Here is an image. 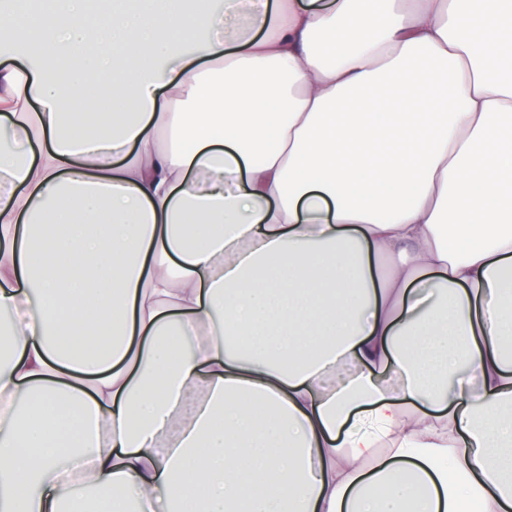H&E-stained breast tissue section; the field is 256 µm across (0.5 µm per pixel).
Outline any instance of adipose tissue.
Segmentation results:
<instances>
[{"label":"adipose tissue","instance_id":"obj_1","mask_svg":"<svg viewBox=\"0 0 512 512\" xmlns=\"http://www.w3.org/2000/svg\"><path fill=\"white\" fill-rule=\"evenodd\" d=\"M236 17L0 0V512H512V0Z\"/></svg>","mask_w":512,"mask_h":512}]
</instances>
